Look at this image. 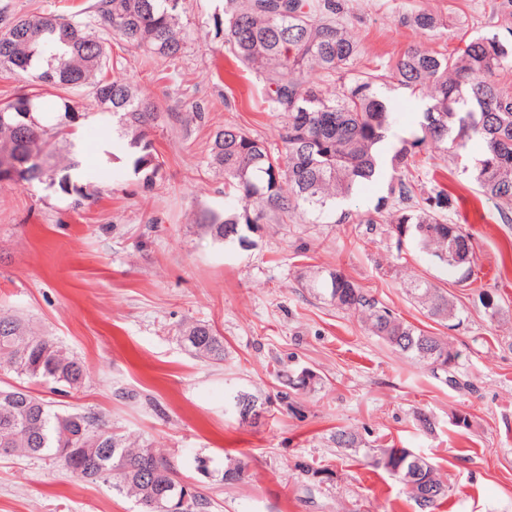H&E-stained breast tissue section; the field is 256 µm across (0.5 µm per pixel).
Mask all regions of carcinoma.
<instances>
[{"label":"carcinoma","mask_w":512,"mask_h":512,"mask_svg":"<svg viewBox=\"0 0 512 512\" xmlns=\"http://www.w3.org/2000/svg\"><path fill=\"white\" fill-rule=\"evenodd\" d=\"M182 0H98L89 19L17 17L0 19V72H24L31 84L0 101V184L55 185V144L89 117L74 111L63 93L92 90L93 115L123 140L129 174L146 187L161 177L163 161L150 134L160 112L151 99L122 80L106 79L109 58L95 29L112 31L129 48L174 62L184 53ZM343 0H225L224 38L240 62L266 79L265 103L283 114L279 143L226 125L214 132L208 164L224 172V211L212 212L205 228L225 246H243L252 225L300 212L315 224H375L374 216L342 208L356 189L378 180L380 147L395 123L378 88L393 85L428 100L421 135L403 142L391 157L389 196L379 207L394 209L387 234L401 248L412 241L438 265L456 270L458 281L472 272V235L438 214L451 195L435 187L414 201L415 177L409 158L432 146L458 154L476 138L482 152L472 178L478 191L502 215L512 211V91L500 73L512 70V45L496 33H476L451 55L419 43L408 45L392 62L358 66L360 43L338 20ZM422 34L436 31L439 19L428 10L403 17ZM317 70L336 90L326 93L309 82ZM247 207L240 210L235 202ZM306 287L357 316L366 329L392 349L453 381L459 354L448 339L400 320L369 291L340 271L313 270ZM407 294L432 318H458L456 297L424 279L406 286ZM180 339L197 357L224 360V337L209 324L188 322ZM14 372L33 384L83 388L86 369L62 345L36 333L27 321L0 306V371ZM338 448L361 447L360 435L339 428ZM0 448L21 457L53 456L78 477L101 480L125 496H148L166 505L141 512H166L174 504L169 489L179 483L173 464L158 451L117 433L102 418L60 411L29 387L0 388ZM376 468L396 477L419 512H438L448 485L434 464L409 448H370Z\"/></svg>","instance_id":"cac0c4a2"}]
</instances>
